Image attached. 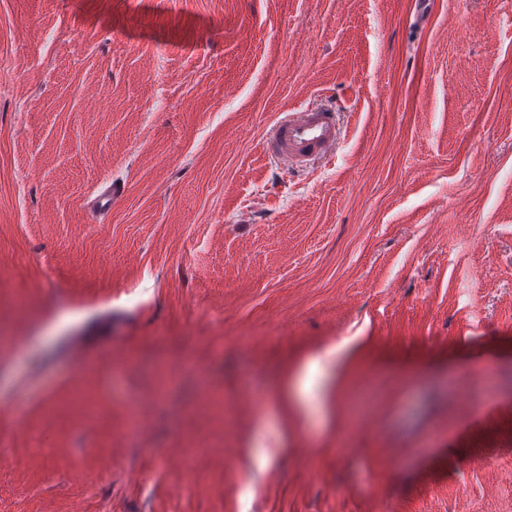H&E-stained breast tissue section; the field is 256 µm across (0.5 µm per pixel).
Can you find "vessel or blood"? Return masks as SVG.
<instances>
[{
	"instance_id": "obj_1",
	"label": "vessel or blood",
	"mask_w": 512,
	"mask_h": 512,
	"mask_svg": "<svg viewBox=\"0 0 512 512\" xmlns=\"http://www.w3.org/2000/svg\"><path fill=\"white\" fill-rule=\"evenodd\" d=\"M340 139L335 112L310 108L281 121L266 142L269 154L306 165L313 157L332 153Z\"/></svg>"
}]
</instances>
